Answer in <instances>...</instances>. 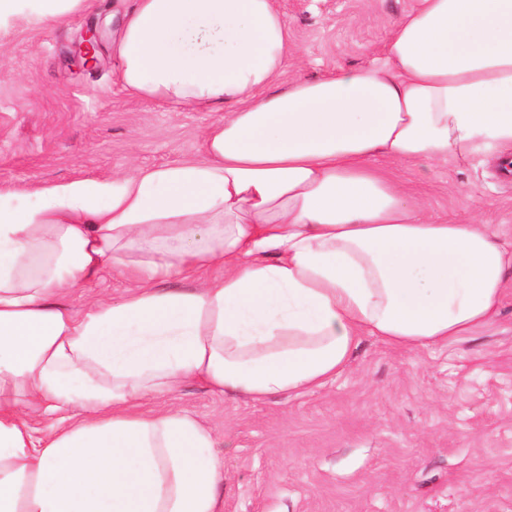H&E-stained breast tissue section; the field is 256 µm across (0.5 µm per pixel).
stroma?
<instances>
[{
    "label": "stroma",
    "instance_id": "1",
    "mask_svg": "<svg viewBox=\"0 0 512 512\" xmlns=\"http://www.w3.org/2000/svg\"><path fill=\"white\" fill-rule=\"evenodd\" d=\"M131 0L44 28L17 19L0 31V192L108 178L203 153L223 114L127 94L112 52ZM295 49L287 76L317 77L381 59L392 23L412 0H278ZM102 32L98 62L79 53L88 23ZM430 214L474 212L512 236V182L488 157L448 160L420 175L375 157ZM130 281L116 272L70 292L119 304ZM193 416L218 438L222 512H512V294L497 322L445 348L409 352L364 337L334 381L261 404L190 380L147 400Z\"/></svg>",
    "mask_w": 512,
    "mask_h": 512
}]
</instances>
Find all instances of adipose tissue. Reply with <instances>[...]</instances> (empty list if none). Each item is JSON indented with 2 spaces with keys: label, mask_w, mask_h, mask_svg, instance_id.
<instances>
[{
  "label": "adipose tissue",
  "mask_w": 512,
  "mask_h": 512,
  "mask_svg": "<svg viewBox=\"0 0 512 512\" xmlns=\"http://www.w3.org/2000/svg\"><path fill=\"white\" fill-rule=\"evenodd\" d=\"M87 6L0 0V30ZM113 52L131 95L224 117L202 158L0 201V512H222L215 436L144 399L300 395L362 337L473 335L512 288V243L369 165L512 168V0H415L380 62L285 87L277 0H133ZM108 270L134 283L121 304H65Z\"/></svg>",
  "instance_id": "1"
}]
</instances>
